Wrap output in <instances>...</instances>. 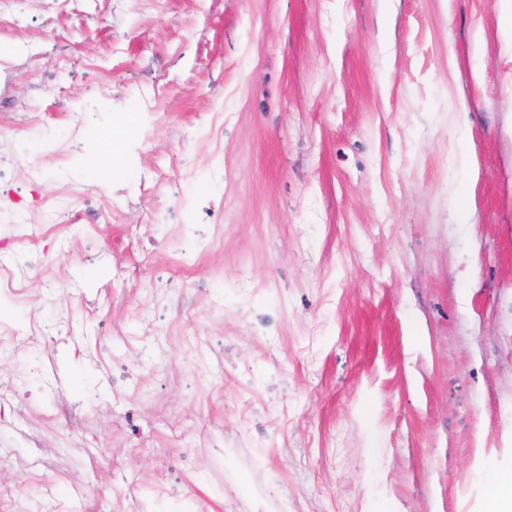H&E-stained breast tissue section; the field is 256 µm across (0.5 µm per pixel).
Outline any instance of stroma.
<instances>
[{"instance_id":"1","label":"stroma","mask_w":512,"mask_h":512,"mask_svg":"<svg viewBox=\"0 0 512 512\" xmlns=\"http://www.w3.org/2000/svg\"><path fill=\"white\" fill-rule=\"evenodd\" d=\"M502 0H0V208L65 201L20 334L91 425L0 355L44 465L23 506L486 512L512 473V30ZM87 121L75 130L71 113ZM132 126H125L126 116ZM116 134L115 166L100 159ZM51 150L64 161L41 167ZM467 187L472 207L453 203ZM202 257L179 263L181 227ZM224 436L231 470L207 447ZM123 472L138 487L114 483ZM40 336H57V340L66 344L69 332L65 321L57 320L52 323L38 322L30 329L26 338L18 336L12 323L7 319L0 318V352H11L18 350L24 345L37 340ZM55 415L60 418L68 419L71 418L77 411H84V414L96 413L100 410L99 402L95 396H87L84 399V403L80 407V410L75 405L71 404L68 399L64 396H58L54 404Z\"/></svg>"}]
</instances>
